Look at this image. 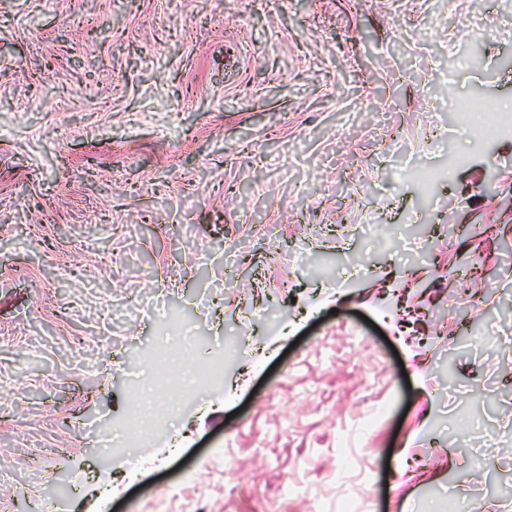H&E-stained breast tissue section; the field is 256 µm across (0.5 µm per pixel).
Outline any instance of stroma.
Wrapping results in <instances>:
<instances>
[{"mask_svg":"<svg viewBox=\"0 0 512 512\" xmlns=\"http://www.w3.org/2000/svg\"><path fill=\"white\" fill-rule=\"evenodd\" d=\"M508 57L512 0H0V512H512ZM164 312L238 352L105 461ZM168 417V407L161 404L152 421L137 425L134 434L128 437L127 441L120 446L121 448H104V452L108 455H120L122 458L135 454V448L146 447L157 436L159 427L166 423Z\"/></svg>","mask_w":512,"mask_h":512,"instance_id":"35a3bbf8","label":"stroma"}]
</instances>
